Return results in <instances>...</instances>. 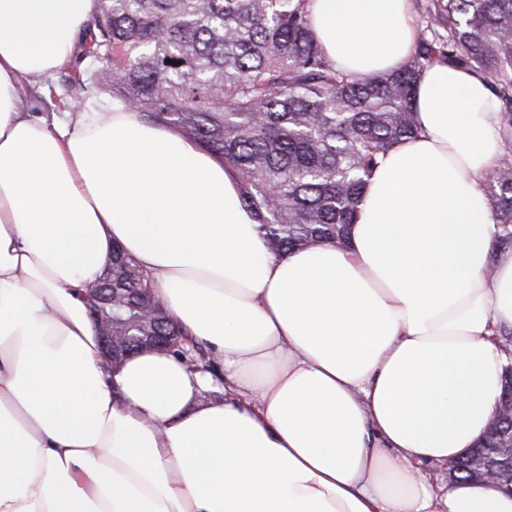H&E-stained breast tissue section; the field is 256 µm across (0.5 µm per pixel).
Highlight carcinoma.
Returning <instances> with one entry per match:
<instances>
[{"label":"carcinoma","mask_w":512,"mask_h":512,"mask_svg":"<svg viewBox=\"0 0 512 512\" xmlns=\"http://www.w3.org/2000/svg\"><path fill=\"white\" fill-rule=\"evenodd\" d=\"M306 0H99L96 53L78 54L90 97L107 94L229 166L271 249L343 246L366 181L395 144L418 135L414 90L444 59L485 79L500 102L511 150L483 180L502 248H512V0H432L431 37L394 71L337 68L313 38ZM89 294L127 336H163L145 323L151 278L120 246L112 278ZM179 355L211 366L179 328ZM512 443L499 415L480 443L488 464Z\"/></svg>","instance_id":"obj_1"}]
</instances>
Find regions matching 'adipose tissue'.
Instances as JSON below:
<instances>
[{
  "label": "adipose tissue",
  "mask_w": 512,
  "mask_h": 512,
  "mask_svg": "<svg viewBox=\"0 0 512 512\" xmlns=\"http://www.w3.org/2000/svg\"><path fill=\"white\" fill-rule=\"evenodd\" d=\"M306 9L347 73L416 48L410 0ZM97 11L0 0V512H512L430 473L482 437L512 361V250L479 178L502 153L489 84L429 65L419 134L366 184L347 244L277 254L194 142L120 105L29 111ZM116 242L222 379L155 350L103 372L78 293Z\"/></svg>",
  "instance_id": "obj_1"
}]
</instances>
